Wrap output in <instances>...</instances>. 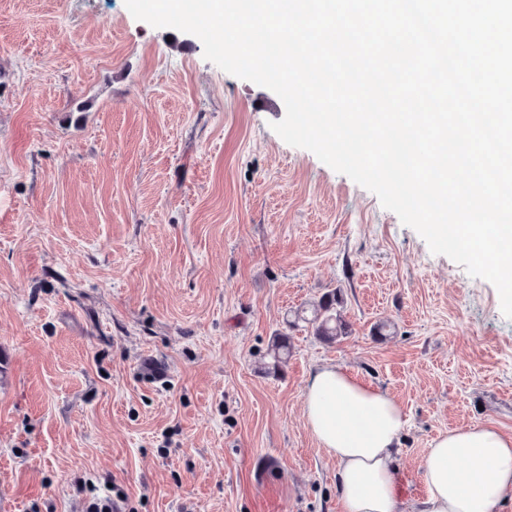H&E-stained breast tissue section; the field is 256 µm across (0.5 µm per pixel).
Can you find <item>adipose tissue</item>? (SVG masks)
<instances>
[{"label": "adipose tissue", "mask_w": 512, "mask_h": 512, "mask_svg": "<svg viewBox=\"0 0 512 512\" xmlns=\"http://www.w3.org/2000/svg\"><path fill=\"white\" fill-rule=\"evenodd\" d=\"M307 426L336 459L343 512H403L396 494L394 444L405 423L392 396L336 365L311 374ZM427 493L418 512H495L512 494V435L492 423L439 435L424 465Z\"/></svg>", "instance_id": "1"}]
</instances>
